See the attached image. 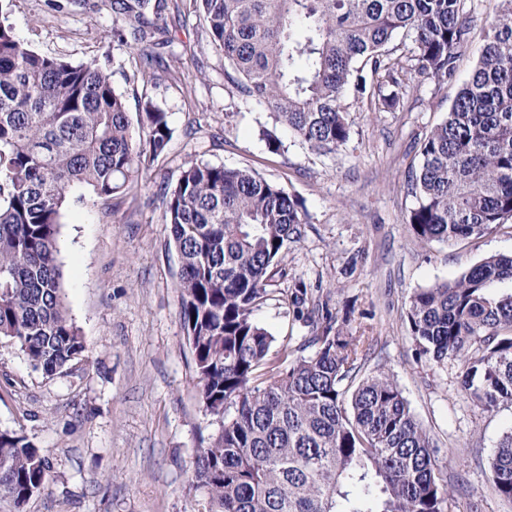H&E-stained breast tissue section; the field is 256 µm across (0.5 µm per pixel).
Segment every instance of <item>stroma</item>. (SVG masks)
<instances>
[{
  "label": "stroma",
  "instance_id": "35a3bbf8",
  "mask_svg": "<svg viewBox=\"0 0 512 512\" xmlns=\"http://www.w3.org/2000/svg\"><path fill=\"white\" fill-rule=\"evenodd\" d=\"M465 9L471 34L454 78L413 83L393 112L346 93L351 138L323 155L276 125L254 98L230 94L224 56L190 0H177L162 17L169 44L158 49L149 83L112 0H0V17L26 45L72 63L97 61L131 120L145 94L167 112L172 129L164 152L141 168L132 197L73 207L62 218L64 301L85 356L48 378L0 337V430L26 436L53 463L25 512H204L193 462L217 426L200 397L181 319L180 255L159 195L176 186L191 159L255 170L301 206L306 234L289 249L256 320L277 341L299 344L310 329L287 297L303 285L348 329L367 326L379 353L360 375L394 376L448 472L452 512H512L486 467L512 429V405L493 412L474 405L460 391L456 362L440 368L417 360L405 321L416 289L512 253L511 219L453 244H416L408 223L418 142L468 79L498 2L466 0ZM265 128L280 139L278 152L262 138Z\"/></svg>",
  "mask_w": 512,
  "mask_h": 512
}]
</instances>
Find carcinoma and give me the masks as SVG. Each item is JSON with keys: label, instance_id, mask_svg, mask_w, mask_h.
Masks as SVG:
<instances>
[{"label": "carcinoma", "instance_id": "carcinoma-1", "mask_svg": "<svg viewBox=\"0 0 512 512\" xmlns=\"http://www.w3.org/2000/svg\"><path fill=\"white\" fill-rule=\"evenodd\" d=\"M192 2L231 68L230 86L320 153L350 139L348 90L392 110L408 84L452 79L470 33L465 0ZM499 2L476 66L420 143L409 215L420 244L480 237L512 218V0ZM166 8L112 0L150 80L153 50L167 44L156 41ZM140 111L136 128L98 64L40 54L0 21V336L49 378L87 351L64 304L63 213L131 191L145 155L164 151L167 113L149 98ZM162 195L200 396L218 424L194 461L209 512H449L448 471L396 380L381 371L354 384L373 347L366 337L337 326L328 309L304 311L303 285L292 305L312 335L277 347L255 320L289 245L305 236L295 198L254 170L193 160ZM505 281L512 255H491L414 291L406 312L416 359L458 363L461 392L486 411L512 405V292H492ZM487 467L512 503V429ZM50 471L25 436L0 431V497L17 512Z\"/></svg>", "mask_w": 512, "mask_h": 512}]
</instances>
